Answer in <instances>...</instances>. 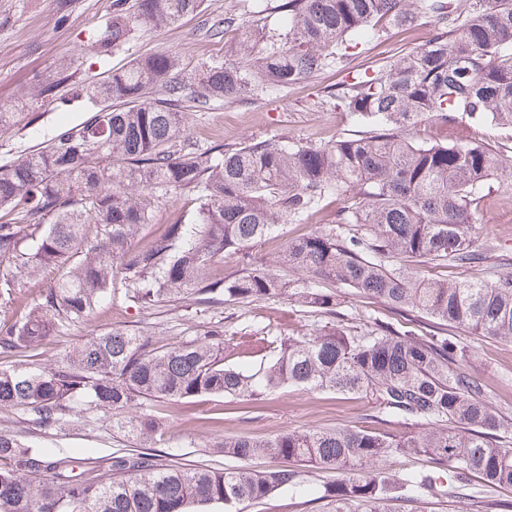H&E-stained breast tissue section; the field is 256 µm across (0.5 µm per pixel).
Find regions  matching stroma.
<instances>
[{
    "label": "stroma",
    "mask_w": 512,
    "mask_h": 512,
    "mask_svg": "<svg viewBox=\"0 0 512 512\" xmlns=\"http://www.w3.org/2000/svg\"><path fill=\"white\" fill-rule=\"evenodd\" d=\"M264 2L265 11L257 15L251 0H204L200 13L167 28L135 33L118 49L104 52L99 43L114 0H0V104L11 103L34 83L56 85L52 98L27 109L17 127L0 133V163L42 148L62 128L81 124L93 106L87 99L75 97V90L96 82L114 68L142 56L166 53L179 57L178 74L183 77L194 73L202 63L223 59L232 49L233 32L213 38L206 36L204 26L222 19L226 11H236L249 22L259 21L269 31L282 28V19L274 10L277 0ZM432 34V28L425 24L408 30L392 28L377 35L361 33L357 37L358 61L368 64L411 50ZM343 77V71L332 66L282 93L222 100L201 111L187 109L184 144L187 149L204 152L216 146L231 149L269 138L319 144L361 135L367 131V124L323 96L326 86ZM411 135L427 143H480L512 160V136L490 124L470 120L448 126L423 122L412 129ZM350 204L349 196L327 195L309 217L281 225L274 238L254 246L248 256H226L224 274L236 272L248 257L273 259L289 239L334 228L337 215ZM152 210V222L143 226L140 240L158 234L165 225L191 223L194 196L186 191L169 193L153 199ZM472 210L476 217L474 232L484 249L482 261L443 267L421 263L417 266L420 275L487 280L512 272V173L489 181L475 195ZM216 322L223 324L228 335L271 339L314 334L322 320L291 299L200 306L179 300L164 307L139 309L118 298L103 304L86 322L72 326L67 335L29 351L28 356L31 361L46 362L61 350L110 328L138 332L167 347L190 339ZM448 336L467 350V368L483 382L487 401L512 418V341L463 329L449 330ZM156 409L166 420L170 439L167 451L175 461L228 469L238 466V459L210 451L207 443L211 438L244 435L259 439L288 431L368 426L373 422L374 403L365 397L288 387L261 401L206 397L175 407L160 403ZM39 442L48 450L62 449L76 458L105 456L125 446L111 431L71 428L40 437ZM333 478V473L303 468L295 489L278 490L264 499L244 503L241 512H328L320 498L321 487ZM501 499H512V489L475 477L456 497L401 500L396 508L398 512H473L475 502Z\"/></svg>",
    "instance_id": "obj_1"
}]
</instances>
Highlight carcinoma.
Listing matches in <instances>:
<instances>
[{
  "mask_svg": "<svg viewBox=\"0 0 512 512\" xmlns=\"http://www.w3.org/2000/svg\"><path fill=\"white\" fill-rule=\"evenodd\" d=\"M202 0H115L104 45L119 47L136 30L177 23ZM286 32L257 46V34L224 14L209 36L240 29L230 57L191 81L178 60L156 54L112 70L84 90L97 104L79 127L0 164V305L20 279L44 269L58 276L29 309L0 324V407L20 421L0 428V512H209L299 484L300 466L333 471L323 485L332 512H395L409 494L448 496L476 475L512 487L509 423L487 403L484 385L463 367L465 349L448 328L512 341V272L491 281L424 278L413 265H467L482 259L474 234V196L506 159L482 144H427L409 130L423 121L461 119L512 131V0H279ZM434 23L436 34L395 59L352 66L346 37ZM336 65L348 79L328 98L367 122L360 138L328 144L247 142L231 150L177 152L184 104L284 91ZM35 83L0 105V132L53 95ZM188 191L191 224L177 222L133 247L152 221L158 193ZM330 193L349 194L343 226L288 241L275 265L251 264L234 276L213 270L245 254L278 226L298 221ZM94 226L89 237L86 229ZM299 275L292 281L288 274ZM325 316L336 289L383 304L365 331L332 320L310 336L266 342L256 370L224 366L241 342L214 325L160 349L152 339L112 328L31 366L24 353L88 319L121 291L148 309L182 296L199 305L268 302L288 295ZM420 318L432 322L417 332ZM287 387L371 397L378 413L417 430L327 428L265 439L224 436L209 442L234 469L162 461L165 427L153 402L202 396L258 400ZM112 429L138 445L77 461L47 453L35 438L67 428ZM397 456H421L435 472L398 481L384 468ZM255 457L272 466L254 469Z\"/></svg>",
  "mask_w": 512,
  "mask_h": 512,
  "instance_id": "1",
  "label": "carcinoma"
}]
</instances>
